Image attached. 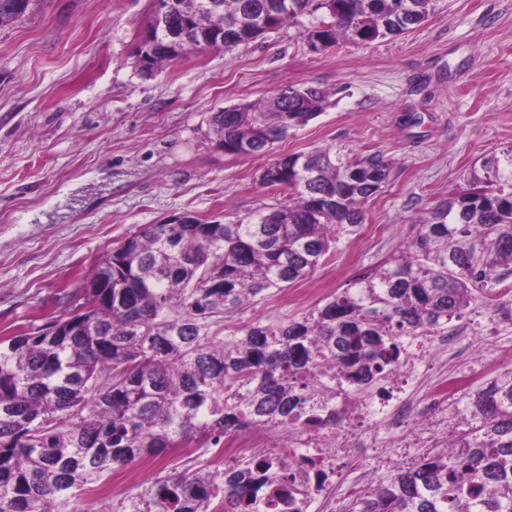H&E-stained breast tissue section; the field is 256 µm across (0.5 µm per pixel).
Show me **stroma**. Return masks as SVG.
Segmentation results:
<instances>
[{"mask_svg": "<svg viewBox=\"0 0 512 512\" xmlns=\"http://www.w3.org/2000/svg\"><path fill=\"white\" fill-rule=\"evenodd\" d=\"M153 0H33L0 25V336L66 315L108 250L141 224L227 222L286 202L265 159L217 147L214 112L284 86L328 94L275 154L336 144L393 163L366 219L308 279L246 319L298 316L396 250L473 163L512 144V0H446L412 31L309 52L283 26L231 50L189 52L152 76L133 51ZM493 307L462 326L489 340L487 377L512 364Z\"/></svg>", "mask_w": 512, "mask_h": 512, "instance_id": "stroma-1", "label": "stroma"}]
</instances>
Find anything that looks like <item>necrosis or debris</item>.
Segmentation results:
<instances>
[{"mask_svg": "<svg viewBox=\"0 0 512 512\" xmlns=\"http://www.w3.org/2000/svg\"><path fill=\"white\" fill-rule=\"evenodd\" d=\"M474 336L460 329L450 336H429L413 344L384 390L356 397L340 390L332 402L316 409L317 423L293 428L253 427L208 449L216 472L232 468L241 457L261 454L302 464L312 475L313 488L303 512H345L346 476L343 463L356 449L392 435L401 448H433L448 436V411L456 407L480 366L472 354ZM426 379L425 400L413 395L412 385ZM138 476L129 471L113 476L96 491L109 512H166L138 490Z\"/></svg>", "mask_w": 512, "mask_h": 512, "instance_id": "4bbe7bcc", "label": "necrosis or debris"}]
</instances>
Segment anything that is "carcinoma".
<instances>
[{"instance_id":"obj_1","label":"carcinoma","mask_w":512,"mask_h":512,"mask_svg":"<svg viewBox=\"0 0 512 512\" xmlns=\"http://www.w3.org/2000/svg\"><path fill=\"white\" fill-rule=\"evenodd\" d=\"M206 0H170L154 37L136 47L151 76L201 36ZM441 0H220L224 34L245 43L285 24L327 48L403 34ZM28 8L0 0V24ZM178 28L171 41L165 29ZM284 86L259 104L216 112L217 146L263 156L322 111L315 86ZM382 153L329 145L275 157L260 183L284 186L286 204L217 224H143L109 250L67 316L0 339V512L78 509L84 489L170 448L219 445L260 424L310 423L329 401L327 379L352 393L382 387L413 340L458 327L472 303L512 290V145L483 156L465 188L412 225L404 246L299 318L233 317L312 275L365 221L388 181ZM467 428L431 450L354 512H512V367L467 394ZM284 464L253 456L224 472V502L249 512L258 483ZM218 474L198 467L159 481L151 495L174 512H208Z\"/></svg>"}]
</instances>
